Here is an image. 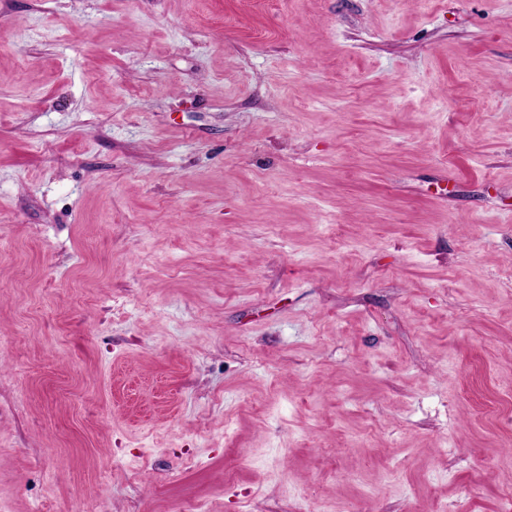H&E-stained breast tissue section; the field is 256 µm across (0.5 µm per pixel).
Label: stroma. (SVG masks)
Returning <instances> with one entry per match:
<instances>
[{
	"label": "stroma",
	"mask_w": 512,
	"mask_h": 512,
	"mask_svg": "<svg viewBox=\"0 0 512 512\" xmlns=\"http://www.w3.org/2000/svg\"><path fill=\"white\" fill-rule=\"evenodd\" d=\"M512 0H0V512H500Z\"/></svg>",
	"instance_id": "obj_1"
}]
</instances>
